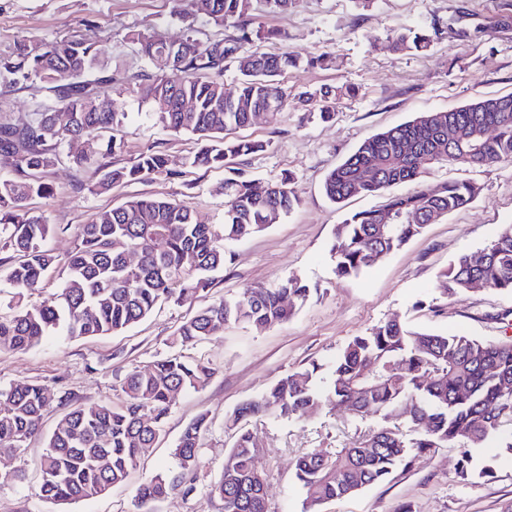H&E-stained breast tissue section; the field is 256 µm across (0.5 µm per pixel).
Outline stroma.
I'll list each match as a JSON object with an SVG mask.
<instances>
[{"label":"stroma","mask_w":512,"mask_h":512,"mask_svg":"<svg viewBox=\"0 0 512 512\" xmlns=\"http://www.w3.org/2000/svg\"><path fill=\"white\" fill-rule=\"evenodd\" d=\"M252 24L282 34L261 43V50L298 57V66L279 78L288 95L345 86L353 87L354 95L337 98L336 112L328 120L320 118L314 104L292 101L275 120L261 117L238 129V136L265 142L267 148L221 170L190 166L200 147L196 138L162 131L146 109L127 101L124 147L111 156V163L125 165L152 149L166 156L177 177L122 183L95 194L91 172L66 162L48 170L44 180L53 188L51 196L31 198L26 207L55 225L46 247L57 264L39 290L22 299L0 279V313L51 297L60 284V264L74 247L73 229L131 198L182 201L201 223L218 227L224 222L226 178L270 183L289 175L299 205L264 232L226 243L224 268L213 275L206 294L164 304L118 335L76 339L53 334L26 352L0 350V387L37 382L56 395H68L74 406L112 402L124 375L165 355L177 327L210 300L293 274L309 285L308 300L286 323L262 331L232 323L223 335L185 347V356L211 362L213 377L204 388L175 397L154 448L142 456L124 486L101 496L63 506L39 498L45 436L64 413L52 407L41 435L28 442L24 454L0 457V512H135L139 485L174 468L172 448L201 415L206 427L197 491L189 497L171 493L156 503L155 512H221L220 501L210 498L208 489L219 479L234 442L227 419L285 374L313 363L330 366L353 337L389 320L413 331L512 338L511 295L482 290L445 298L435 289L439 271L451 259L479 251L502 225L512 224V160L477 171L447 166L427 174L429 184L473 181L479 194L469 207L427 225L401 250L355 278L336 275L329 253L334 230L348 212L382 205L385 198L358 194L340 206L323 189L326 174L374 134L423 112L512 94V0H375L367 10L355 0H296L279 14L268 13L263 0H254ZM431 28L436 34L423 51L398 52L389 41L394 32ZM134 30L154 31L170 41L192 34L203 42L237 33L232 19L221 28L203 18L187 24L175 14L173 0H0V53L22 37L87 40L99 44L132 80L144 67L128 39ZM324 54L335 57L334 67L313 66V59ZM379 422L378 415L356 416L341 405L300 421L272 414L250 418L248 427L258 442L256 464L266 476L268 512H302L303 494L294 478L298 455L351 445ZM458 458L457 449H436L412 465L396 467L378 484L324 504L322 512H397L401 507L407 512H512V455L498 448L482 452L476 458L477 473L465 478L456 473ZM484 466L490 475L481 474Z\"/></svg>","instance_id":"obj_1"}]
</instances>
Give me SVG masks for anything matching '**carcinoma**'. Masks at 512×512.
Instances as JSON below:
<instances>
[{"mask_svg":"<svg viewBox=\"0 0 512 512\" xmlns=\"http://www.w3.org/2000/svg\"><path fill=\"white\" fill-rule=\"evenodd\" d=\"M188 19L205 15L219 27L237 20L239 34L225 42L201 44L185 39L177 57L164 39L135 31L130 41L148 65L134 86L116 77L103 60V49L77 39L35 41L20 38L0 55V84L37 87L23 115L0 117V158L15 177L0 180V228L19 260L4 281L18 293L34 292L55 257L45 248L53 231L42 215L26 209L32 197H46L49 184L41 175L62 158L78 170L92 171L93 191L113 185L173 176L168 159L142 152L129 165L104 162L123 147L111 135L126 112L116 106L99 111L101 97L134 94L165 132L190 134L201 146L191 166L222 168L227 160L262 152L266 144L228 139L226 132L245 127L256 113L273 119L288 107V93L277 77L297 65L289 52L266 54L247 46L274 40L281 34L250 28L252 0H176ZM398 51H422L431 35L423 30L391 36ZM236 59L240 72L235 92L224 88V60ZM352 93L349 87L320 88L307 100L320 116L333 115L332 100ZM188 101L191 109L181 111ZM69 111L67 125L57 124V110ZM458 137L448 141V129ZM75 139L97 144L92 154L72 151ZM410 155L393 158L402 148ZM374 157L389 164L377 178H366ZM512 159V94L483 98L450 111L424 112L381 131L329 171L326 196L341 203L357 194H375L394 185L416 183L406 195L392 196L381 208L350 214L336 225L330 256L336 274L356 277L376 259L400 250L420 235L433 212L446 216L470 205L479 187L467 180L423 185L424 174L448 165L472 170ZM258 192L252 180L224 182V224L220 230L200 223L188 204L153 197L134 198L102 211L75 231V246L62 271V282L51 298L0 314V348L24 352L41 344L52 331L72 338L120 333L153 314L166 301L180 302L207 289L211 274L224 267V242L238 241L268 229L287 215L299 198L292 179L268 184ZM392 223H380V211ZM138 251L136 269L126 265L124 248ZM485 289L512 294V225L504 227L480 251L457 256L442 270L435 289L444 297ZM309 286L297 275L273 287L254 286L232 299L220 298L200 308L170 340L174 351L130 370L121 382L119 403L75 406L65 412L46 438L39 497L65 504L101 495L121 485L141 456L164 430L174 393L205 387L213 375L205 359H187L177 347L197 345L224 333L230 321L266 328L288 321L302 305ZM312 365L289 373L258 400L238 407L230 417L236 428L232 448L220 478L209 495L219 498L224 512H267L266 479L256 466L257 442L242 421L272 411L283 419L310 417L331 404L346 405L355 414L375 413L381 423L350 446L330 451L314 448L295 462V479L302 489L303 512H321L337 498L356 494L380 482L399 464L409 465L432 449L457 444L462 448L458 474L465 476L472 451L504 448L512 455V340L481 341L461 333L407 330L387 321L354 337L332 362L329 375ZM56 396L47 386L21 382L0 389V456H17L40 434L44 414ZM409 411L414 438L403 431L400 409ZM205 419L186 426L172 450L176 469L159 472L137 490L138 512H153L154 503L174 491H197L200 438ZM106 458L105 465L99 459Z\"/></svg>","mask_w":512,"mask_h":512,"instance_id":"obj_1","label":"carcinoma"}]
</instances>
